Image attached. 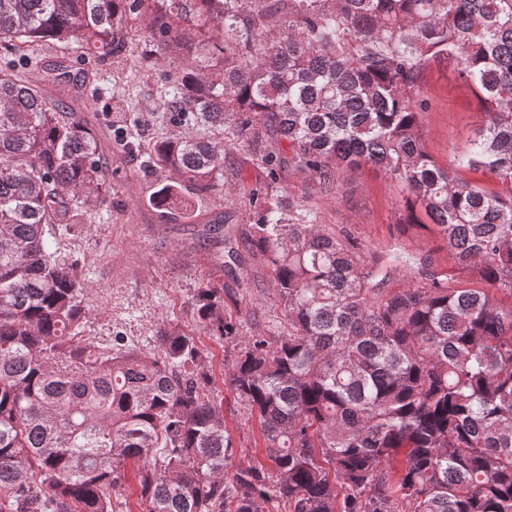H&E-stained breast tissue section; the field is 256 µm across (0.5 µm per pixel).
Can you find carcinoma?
I'll list each match as a JSON object with an SVG mask.
<instances>
[{"instance_id":"carcinoma-1","label":"carcinoma","mask_w":512,"mask_h":512,"mask_svg":"<svg viewBox=\"0 0 512 512\" xmlns=\"http://www.w3.org/2000/svg\"><path fill=\"white\" fill-rule=\"evenodd\" d=\"M50 40L196 61L167 71L172 130L151 160L175 178L156 206L219 187L234 150L267 170L194 306L233 346L225 382L271 465L236 461L194 333L164 324L150 351L83 335L59 232L111 183L68 102L90 77L11 59ZM0 53V512H112L129 460L140 512H512V304L496 298L512 300V0H0ZM434 63L484 116L448 167L425 147ZM285 163L322 193L376 168L402 187L400 223L433 227L487 287L451 288L427 260L400 275L277 185ZM245 252L272 268L288 332L242 335L224 274Z\"/></svg>"}]
</instances>
